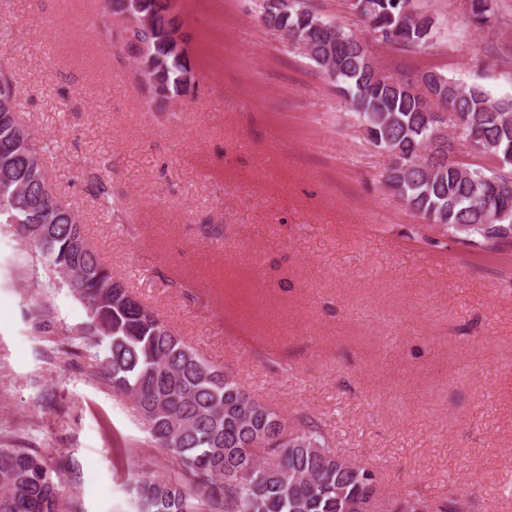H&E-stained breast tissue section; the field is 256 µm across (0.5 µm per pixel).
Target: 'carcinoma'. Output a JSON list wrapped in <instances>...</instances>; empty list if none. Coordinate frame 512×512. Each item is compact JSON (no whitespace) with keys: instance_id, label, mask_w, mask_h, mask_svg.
Segmentation results:
<instances>
[{"instance_id":"cac0c4a2","label":"carcinoma","mask_w":512,"mask_h":512,"mask_svg":"<svg viewBox=\"0 0 512 512\" xmlns=\"http://www.w3.org/2000/svg\"><path fill=\"white\" fill-rule=\"evenodd\" d=\"M288 14L260 17L284 31L288 47L305 41V58L336 94L368 124L369 141L398 150L384 170L386 187L416 215L444 225L462 243L489 251L512 247V176L485 164L444 167L422 156L435 131L427 120L419 81L439 95L448 126L461 140L507 159L512 152V98H497L479 84H462L430 70L406 72L390 81L376 69L361 34L324 20L308 0H287ZM469 23L495 21V0H478ZM377 41L407 51L431 46L435 20L414 11L413 0H357L348 5ZM152 17L145 47L152 70L137 79L148 102L165 103L187 93L189 61L169 52L166 30L178 27L170 0H143ZM0 224H43L49 236L22 235L66 288L86 308L82 334L104 348L100 359L112 390L134 401L151 438L166 449L188 479H135L136 512H355L370 502L376 479L330 447L317 419H288L243 390L232 375L211 365L152 310L112 287L116 276L89 246L79 216L62 205L48 180L33 133L18 136V91L0 72ZM61 481L29 448H0V512H59Z\"/></svg>"}]
</instances>
